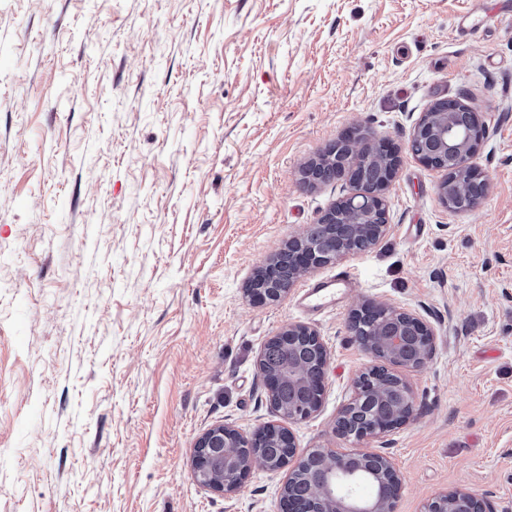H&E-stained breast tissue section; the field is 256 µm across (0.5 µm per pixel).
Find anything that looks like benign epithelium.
Returning a JSON list of instances; mask_svg holds the SVG:
<instances>
[{
	"label": "benign epithelium",
	"mask_w": 512,
	"mask_h": 512,
	"mask_svg": "<svg viewBox=\"0 0 512 512\" xmlns=\"http://www.w3.org/2000/svg\"><path fill=\"white\" fill-rule=\"evenodd\" d=\"M485 135L476 113L460 126L450 112L428 110L415 124L408 149L424 165L456 173L439 187L442 201L451 210L459 203L476 209L486 193L472 159ZM360 140L351 135L338 140L324 160L346 164L347 156L359 151ZM373 157L383 166L382 180L371 191H359L331 205L318 222L288 240V245L260 267L248 293L263 303L279 300L287 289L279 273L288 272L293 285L309 270L336 257L376 246L387 233L385 190L395 178L402 159L384 139L372 143ZM348 328L365 350L381 361L353 382L354 397L339 413L334 425L337 436L353 443L343 450L298 448L287 423L303 421L321 407L328 365L327 349L317 331L304 324H290L268 342L289 345L299 339L309 342L320 364L310 363L288 350L277 369L263 367L258 357L269 399L288 391V406H276L283 421L266 423L250 434L226 425L215 426L196 441L191 453L193 477L203 487L230 494L237 491L252 471L287 470L281 488L282 512H395L401 478L389 457L363 444L406 424L414 412L409 384L388 366L419 369L435 351L434 331L413 313L378 303L356 310ZM366 484L371 493L361 496L355 488ZM426 512H488L484 499L467 488L445 491L434 497Z\"/></svg>",
	"instance_id": "1"
}]
</instances>
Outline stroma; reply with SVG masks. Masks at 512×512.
<instances>
[{
  "label": "stroma",
  "instance_id": "obj_1",
  "mask_svg": "<svg viewBox=\"0 0 512 512\" xmlns=\"http://www.w3.org/2000/svg\"><path fill=\"white\" fill-rule=\"evenodd\" d=\"M470 0H0V512H281L282 471L199 485L196 439L277 420L258 370L285 326L329 351L299 448L375 365L348 331L364 302L414 313L435 353L407 372L413 418L371 448L396 512L466 487L512 512V16L469 35ZM458 100L485 137L478 208L410 153ZM388 139V233L306 274L355 271L334 310L246 294L288 240L354 192L302 169L334 141Z\"/></svg>",
  "mask_w": 512,
  "mask_h": 512
}]
</instances>
